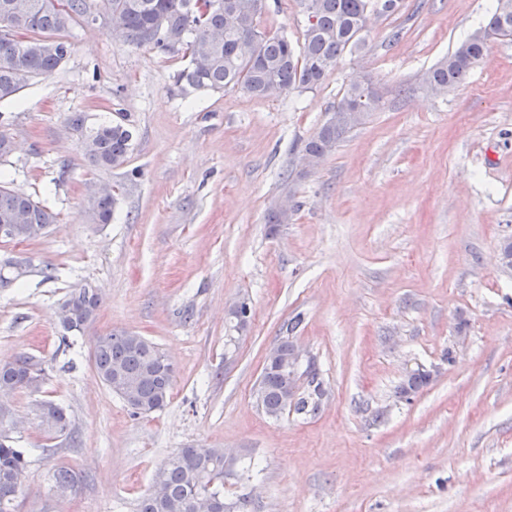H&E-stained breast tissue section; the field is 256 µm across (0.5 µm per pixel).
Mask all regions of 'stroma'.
<instances>
[{
	"mask_svg": "<svg viewBox=\"0 0 512 512\" xmlns=\"http://www.w3.org/2000/svg\"><path fill=\"white\" fill-rule=\"evenodd\" d=\"M495 0H399L312 90L256 97L182 93L185 59L78 26L50 76L0 101L15 142L7 186L57 216L38 239L0 244L28 260L0 288V360L45 370L35 392L0 397L28 458L16 512H135L180 448H221L224 504L245 512H512V38L491 41L465 84L421 79ZM300 0H267L259 28L300 43ZM372 81L376 112L318 168L303 147L350 79ZM133 129L126 164L94 171L70 130ZM111 187L112 220L82 209ZM287 208L270 226V211ZM51 276H44V267ZM103 296L83 335L61 341L58 309L77 283ZM244 301L235 330L227 310ZM293 333L322 384L313 415L271 419L255 399L270 347ZM135 332L168 354L160 411L133 415L94 371L96 337ZM453 361H445V352ZM431 381L412 400L409 370ZM71 419L46 440L36 405ZM77 476L58 495L59 467Z\"/></svg>",
	"mask_w": 512,
	"mask_h": 512,
	"instance_id": "1",
	"label": "stroma"
}]
</instances>
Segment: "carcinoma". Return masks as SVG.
Here are the masks:
<instances>
[{
  "label": "carcinoma",
  "mask_w": 512,
  "mask_h": 512,
  "mask_svg": "<svg viewBox=\"0 0 512 512\" xmlns=\"http://www.w3.org/2000/svg\"><path fill=\"white\" fill-rule=\"evenodd\" d=\"M254 0H0V14H10L27 35L24 42L0 36V99L18 94L30 81L57 70L71 52L69 33L85 25L86 18L106 17L115 35L136 46L163 54L189 58L188 67L176 75L182 90L223 92L239 88L266 97L292 89H313L325 80L323 64L337 62L346 52L365 44L372 14L388 16L397 0H303L306 23L300 46L287 37L258 28ZM512 36V0H497L488 23L475 30L423 77L422 84L440 94L464 82L470 69L483 59L490 39ZM379 96L369 85L351 81L336 104L337 112H355L354 119L329 117L304 146L312 165L318 166L336 150L347 133L362 124L378 107ZM71 128L83 136L82 148L96 170L123 166L133 134L122 121H108L88 129L85 118L74 114ZM116 198L90 195L85 216L94 224H108ZM56 215L40 202L0 184V224L49 228ZM103 303L101 293L87 284L76 285L62 305L69 308L76 329L63 328V338L84 331ZM92 361L101 383L112 388V375L123 374L135 387L136 415L162 409L169 399L173 375L162 349L132 332H111L97 337ZM44 377L45 369L21 354L0 362V390H28L29 375ZM258 406L269 418L285 411V395L295 387L288 372L265 362ZM431 372L416 370L398 388L409 401L429 385ZM310 390L299 397L294 410L314 413L322 397L317 372H310ZM44 435L59 438L70 431L65 410L50 401L37 404ZM28 461L11 437L0 433V512H14L15 487L25 484ZM211 500L224 512V450L180 448L156 469L151 491L137 503L136 512H201Z\"/></svg>",
  "instance_id": "cac0c4a2"
}]
</instances>
